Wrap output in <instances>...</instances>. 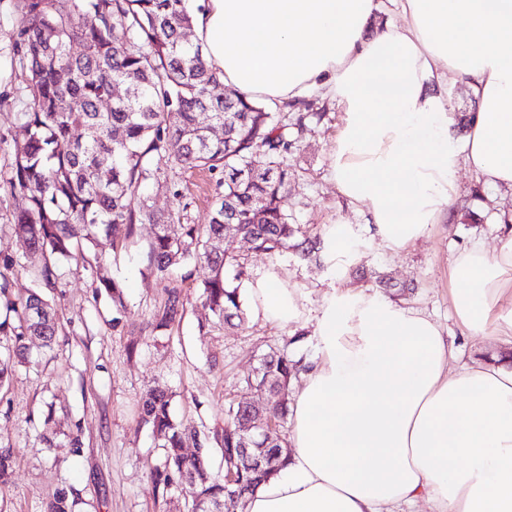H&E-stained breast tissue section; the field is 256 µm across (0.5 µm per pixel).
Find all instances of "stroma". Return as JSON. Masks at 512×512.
I'll return each mask as SVG.
<instances>
[{
  "instance_id": "35a3bbf8",
  "label": "stroma",
  "mask_w": 512,
  "mask_h": 512,
  "mask_svg": "<svg viewBox=\"0 0 512 512\" xmlns=\"http://www.w3.org/2000/svg\"><path fill=\"white\" fill-rule=\"evenodd\" d=\"M16 38L10 0H0V137L10 141L21 135L14 106L19 79L11 65ZM295 110L304 119L288 127L289 140L297 144L287 158L295 173L285 199L288 212L293 223L322 239L332 225H351L353 250L335 257L325 247L315 260L289 252L254 258L253 279L273 275L297 292L298 320L278 324L249 318L239 327L213 325L205 335L199 332L206 314L200 299L203 268L179 284L187 299L181 321L165 335L152 334L151 314L164 303L169 285L143 271L141 244L151 234L150 225H141L137 242L106 263L108 276L124 289L120 323H113L111 301L81 262L60 266L59 280L48 292L59 319L54 349L32 351L10 384L0 388V448L11 449L16 460L11 483L0 489V512H41L65 484L82 492L77 512H187L181 492L155 494L149 468L161 462L162 453L150 429L137 423L142 396L163 387L174 394L177 419L203 432L223 423L230 400H253L243 378L270 349L284 346L297 358L315 356L321 305L345 285L424 310L448 333L462 362L494 354L512 360L511 343L463 333L448 301L453 257L473 239L491 246L512 231L498 222L499 212L512 209V195L496 193L460 171L456 220L437 225L428 239L408 249L390 250L375 238L366 209L352 206L331 180L341 110L317 94L297 100ZM174 180L192 201L190 222L207 223L215 181L195 170L177 171ZM17 206V199L0 189V274L8 278L12 295L23 297L36 283L14 264L20 254L12 226ZM48 429L56 432L59 447L41 442ZM74 434L80 440L76 449L69 443Z\"/></svg>"
}]
</instances>
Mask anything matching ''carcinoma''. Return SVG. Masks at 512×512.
<instances>
[{"label": "carcinoma", "mask_w": 512, "mask_h": 512, "mask_svg": "<svg viewBox=\"0 0 512 512\" xmlns=\"http://www.w3.org/2000/svg\"><path fill=\"white\" fill-rule=\"evenodd\" d=\"M19 23L12 63L22 72L18 120L22 139L13 141L10 195L22 201L13 225L22 257L40 259L22 269L55 286L64 262L93 253L89 264L112 306L125 309L121 284L104 269L96 252L102 239L138 236L142 224L154 228L143 246L145 270L153 277L186 281L199 267L209 270L202 282V304L211 318L227 325L243 323L241 287L250 278L247 258L224 251V235L249 241L255 256L291 251L302 259L318 253L319 241L298 225L284 205L293 173L287 155L288 114L273 112L259 101L239 95L223 98L212 90L220 76L205 62L201 46L186 38L192 27L187 0H13ZM127 90L112 97L114 85ZM228 128L229 136L212 133ZM203 170L220 188L207 224L188 223L187 196L172 192L174 207L160 212L142 192L177 170ZM0 307L16 321L0 322V336L11 345L0 352V387L9 384L14 367L30 344L52 349L57 334L55 309L32 291L12 298L0 283ZM186 303L181 291L168 290L151 316L157 334L181 320ZM298 361L285 351H271L246 385L267 398L264 416H288L290 383ZM173 393L149 389L139 405V422L152 429L164 451L161 465L150 469L155 493L188 488L191 507L224 509V485L210 481L207 459L211 443L221 446L224 471H234L239 496L276 475L285 465L288 443L278 434L259 431L241 440L248 411L242 403L224 408V425L201 434L171 413ZM195 442L198 455L183 452ZM251 449L259 466L243 467L238 449ZM15 459L0 448V488L6 486ZM80 490L64 485L43 512H74Z\"/></svg>", "instance_id": "carcinoma-1"}]
</instances>
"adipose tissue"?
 I'll return each mask as SVG.
<instances>
[{
  "mask_svg": "<svg viewBox=\"0 0 512 512\" xmlns=\"http://www.w3.org/2000/svg\"><path fill=\"white\" fill-rule=\"evenodd\" d=\"M206 0L193 35L224 84L248 99L318 93L343 112L331 178L403 250L454 220L457 175L512 192V0ZM473 103L464 136L448 79ZM253 312L297 320L276 277ZM460 327L512 342V234L452 262ZM318 355L292 397L288 461L243 512H512V369L451 368L457 354L420 309L364 290L326 299Z\"/></svg>",
  "mask_w": 512,
  "mask_h": 512,
  "instance_id": "obj_1",
  "label": "adipose tissue"
}]
</instances>
